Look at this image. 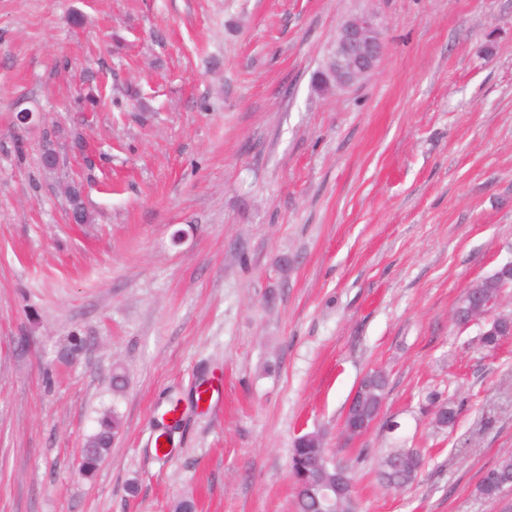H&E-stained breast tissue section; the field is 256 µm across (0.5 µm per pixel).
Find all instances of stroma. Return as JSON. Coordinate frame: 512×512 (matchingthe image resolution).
<instances>
[{
  "mask_svg": "<svg viewBox=\"0 0 512 512\" xmlns=\"http://www.w3.org/2000/svg\"><path fill=\"white\" fill-rule=\"evenodd\" d=\"M365 10L378 67L321 83ZM48 129L91 223L39 164ZM508 262L512 0H0V512H295L314 431L360 512H512L477 492L512 454V338L452 320ZM373 370L381 411L343 437ZM390 448L424 457L402 491ZM477 288H471L470 291L466 289L459 305L457 306L461 310H466L470 305L471 301L475 298L480 300L489 299L495 297L498 291L501 289L502 284L494 278V274L483 278L475 284ZM428 401L432 405L434 409V424L437 428L445 430V429H453L458 420V411L454 402L448 401H440L437 394H430L428 397ZM447 410L450 413V418L448 419ZM97 431L88 437L85 442V448L91 452L89 457H85L81 470L84 473L97 468L98 463L102 460L100 457H106L112 447V441L118 435L121 426V416L116 410H112L103 414L98 422Z\"/></svg>",
  "mask_w": 512,
  "mask_h": 512,
  "instance_id": "35a3bbf8",
  "label": "stroma"
}]
</instances>
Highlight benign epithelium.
I'll return each mask as SVG.
<instances>
[{"label":"benign epithelium","mask_w":512,"mask_h":512,"mask_svg":"<svg viewBox=\"0 0 512 512\" xmlns=\"http://www.w3.org/2000/svg\"><path fill=\"white\" fill-rule=\"evenodd\" d=\"M383 51V28L374 13L366 11L346 20L336 31L332 49L335 67L329 71V79L341 88L359 83L376 70ZM499 301L497 297L487 304L481 301L472 304L466 321L483 320L487 323L488 332L497 331L498 316L492 314V308Z\"/></svg>","instance_id":"benign-epithelium-1"}]
</instances>
